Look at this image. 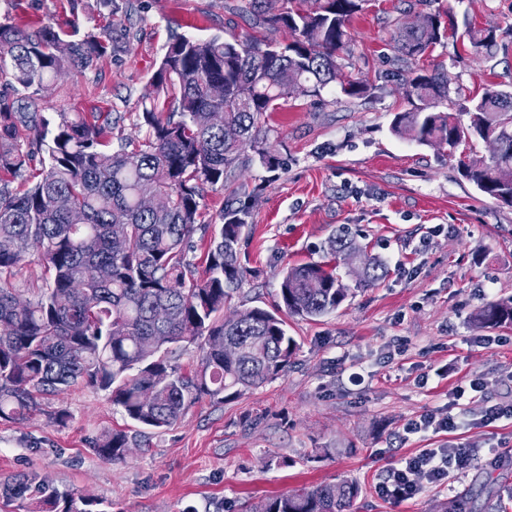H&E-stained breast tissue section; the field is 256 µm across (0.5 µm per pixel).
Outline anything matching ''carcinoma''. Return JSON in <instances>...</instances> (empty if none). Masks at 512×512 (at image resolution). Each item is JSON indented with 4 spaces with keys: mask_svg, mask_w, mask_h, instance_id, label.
Wrapping results in <instances>:
<instances>
[{
    "mask_svg": "<svg viewBox=\"0 0 512 512\" xmlns=\"http://www.w3.org/2000/svg\"><path fill=\"white\" fill-rule=\"evenodd\" d=\"M255 33L240 38L178 37L153 76L154 95L141 100L146 127L140 148L112 147V113L59 112L49 120L30 111L46 84L82 72L112 54V39L88 34L66 39L50 24L28 31L0 22V172L39 162L31 185L0 183V275L32 253L48 274L46 287L19 308L16 289L0 278V419L23 420L39 411L63 426L70 412L41 400L83 383L109 392L112 405L134 423L161 430L175 424L201 396L224 399L261 386L286 370L297 349L279 316L316 319L347 298L337 265L289 268L277 312L261 308L224 314L246 268L239 244L248 227L245 206L228 205L220 227L201 223L208 189L236 194L237 170L258 164L285 169L266 118L290 97L321 98L341 76L349 26L358 0H285L267 14L265 0H247ZM418 32L397 20L387 43L407 63L448 38L436 14L424 13ZM282 32L276 41L271 33ZM475 48L496 42L492 28L465 31ZM343 77V76H341ZM341 92L365 95L371 86L343 77ZM407 96L418 104L394 118L395 134L421 145L463 147L461 175L512 207V91L485 89L463 123L440 110L448 103V75L419 73ZM488 137L501 145L487 159L473 157ZM209 236L202 263L189 256L196 232ZM362 247L341 233L334 258ZM360 285L386 275L365 259ZM481 325L512 324V299L486 303ZM195 343L197 368L186 373L173 344ZM242 348L235 360L224 344ZM99 457L125 459L128 435L105 431L89 442ZM358 486L343 481L301 487L269 498L252 512H347ZM99 502L60 491L34 473L0 483V512H96Z\"/></svg>",
    "mask_w": 512,
    "mask_h": 512,
    "instance_id": "1",
    "label": "carcinoma"
}]
</instances>
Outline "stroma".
Instances as JSON below:
<instances>
[{
	"instance_id": "stroma-1",
	"label": "stroma",
	"mask_w": 512,
	"mask_h": 512,
	"mask_svg": "<svg viewBox=\"0 0 512 512\" xmlns=\"http://www.w3.org/2000/svg\"><path fill=\"white\" fill-rule=\"evenodd\" d=\"M118 3L113 15L97 0H0V21L110 36L111 56L59 79L35 109L118 115V134L136 143L144 137L140 100L171 36H244L252 28L240 11L245 0ZM423 9L417 0H364L350 25L349 61L373 90L349 98L334 84L324 104L291 98L272 113L287 166L270 173L255 165L236 176L253 191L240 242L247 274L225 310H274L283 272L330 261L340 228L385 261L384 280L360 288L340 266L343 304L314 320L288 318L298 350L286 373L221 402L200 398L163 431L136 426L108 392L87 386L63 394L66 425L39 412L0 421V479L35 472L100 500L103 512H251L290 490L345 480L359 488L350 512H448L470 492L472 512H512V417L483 419L486 406L512 405V324L473 321L485 303L512 297V208L460 176L449 148L391 131L395 114L410 107L416 68L447 73L456 113L487 86L512 90V0H432L427 9L440 12L454 37L418 66L391 61L390 21H414ZM471 22L495 28L492 49L464 39ZM475 378L479 397L468 389ZM459 387L466 393L457 400ZM437 411L464 418L465 427L405 433L406 423ZM112 429L128 433L125 461L88 448ZM442 445L473 449L468 468L442 484L418 478V494L399 503L378 494L386 467Z\"/></svg>"
}]
</instances>
